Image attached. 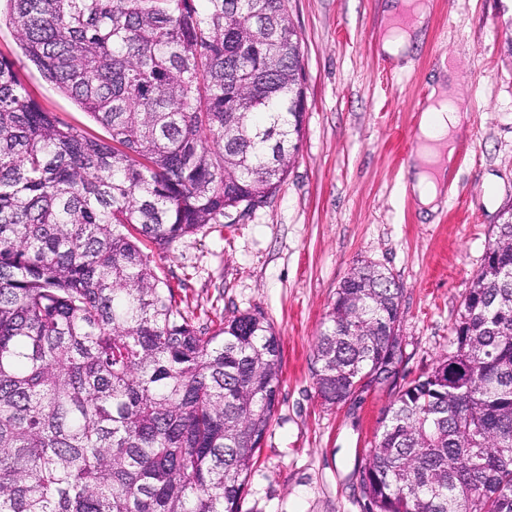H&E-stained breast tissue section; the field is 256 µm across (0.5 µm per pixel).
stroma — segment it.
I'll list each match as a JSON object with an SVG mask.
<instances>
[{
    "mask_svg": "<svg viewBox=\"0 0 512 512\" xmlns=\"http://www.w3.org/2000/svg\"><path fill=\"white\" fill-rule=\"evenodd\" d=\"M426 36L405 65L380 49L384 0H288L300 35L306 119L295 162L268 203L208 224L157 256L158 273L202 324L260 309L281 340L273 424L240 512H366L359 472L394 392L324 402L313 348L341 280L365 261L402 287L401 381L451 350L488 243L512 205V0H426ZM0 53L60 118L102 128L44 80L0 24ZM463 74L469 111L439 210L403 186L422 93L441 58Z\"/></svg>",
    "mask_w": 512,
    "mask_h": 512,
    "instance_id": "1",
    "label": "stroma"
}]
</instances>
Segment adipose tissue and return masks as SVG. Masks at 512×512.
<instances>
[{
	"label": "adipose tissue",
	"instance_id": "ef3b65f1",
	"mask_svg": "<svg viewBox=\"0 0 512 512\" xmlns=\"http://www.w3.org/2000/svg\"><path fill=\"white\" fill-rule=\"evenodd\" d=\"M427 15L421 0L416 5L410 0H387L383 11L387 29L381 41L382 52L393 61H404L411 48L423 40ZM430 81L429 104L417 126L416 149L407 184L420 210L427 215L436 212L443 200L456 143L467 120L457 92L460 77L453 65H440Z\"/></svg>",
	"mask_w": 512,
	"mask_h": 512
}]
</instances>
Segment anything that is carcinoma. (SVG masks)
<instances>
[{
    "instance_id": "obj_1",
    "label": "carcinoma",
    "mask_w": 512,
    "mask_h": 512,
    "mask_svg": "<svg viewBox=\"0 0 512 512\" xmlns=\"http://www.w3.org/2000/svg\"><path fill=\"white\" fill-rule=\"evenodd\" d=\"M25 57L108 133L80 130L0 53V512H239L277 403L265 314L198 324L154 256L267 203L305 122L286 0H8ZM401 287L336 289L320 396L384 383ZM402 386L360 472L368 512H512V208L454 327Z\"/></svg>"
}]
</instances>
